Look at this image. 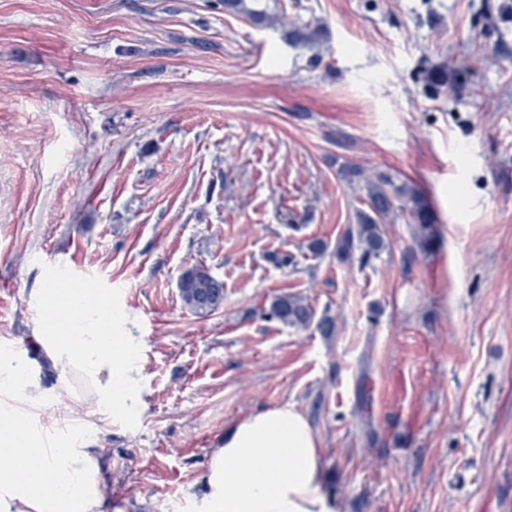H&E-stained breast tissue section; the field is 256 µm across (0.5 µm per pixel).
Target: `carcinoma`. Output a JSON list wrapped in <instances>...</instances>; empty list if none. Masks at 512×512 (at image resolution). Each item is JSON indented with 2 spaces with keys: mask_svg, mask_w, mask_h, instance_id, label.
I'll use <instances>...</instances> for the list:
<instances>
[{
  "mask_svg": "<svg viewBox=\"0 0 512 512\" xmlns=\"http://www.w3.org/2000/svg\"><path fill=\"white\" fill-rule=\"evenodd\" d=\"M364 189L369 211H359L356 227L348 229L337 240L338 258L346 259L356 251L364 259L379 255L387 247L383 219L398 205L409 211L421 240L427 243L432 240L433 214L416 190L404 183H396L385 173L366 181ZM179 290L184 306L198 315H205L224 303V282L203 267L186 269L180 276ZM270 314L288 326L306 328L314 323L324 336L331 335L335 329L333 321L327 318L314 321L309 306L293 295L275 298Z\"/></svg>",
  "mask_w": 512,
  "mask_h": 512,
  "instance_id": "1",
  "label": "carcinoma"
}]
</instances>
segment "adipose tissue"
I'll list each match as a JSON object with an SVG mask.
<instances>
[{
  "mask_svg": "<svg viewBox=\"0 0 512 512\" xmlns=\"http://www.w3.org/2000/svg\"><path fill=\"white\" fill-rule=\"evenodd\" d=\"M53 303L69 322L38 336L44 361L0 349V512H104L100 449L73 422L57 428L44 416L59 393L74 405L129 425L143 409L141 345L131 318L92 290L42 289L33 305ZM58 373L46 384L45 367ZM196 512H330L323 466L309 421L290 406L269 407L226 431L201 477Z\"/></svg>",
  "mask_w": 512,
  "mask_h": 512,
  "instance_id": "1",
  "label": "adipose tissue"
}]
</instances>
